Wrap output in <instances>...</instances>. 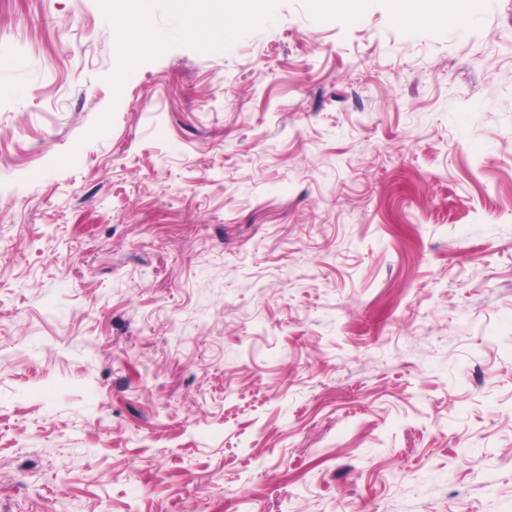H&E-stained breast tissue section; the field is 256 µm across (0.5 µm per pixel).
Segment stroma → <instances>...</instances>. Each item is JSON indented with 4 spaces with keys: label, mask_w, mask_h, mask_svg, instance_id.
<instances>
[{
    "label": "stroma",
    "mask_w": 512,
    "mask_h": 512,
    "mask_svg": "<svg viewBox=\"0 0 512 512\" xmlns=\"http://www.w3.org/2000/svg\"><path fill=\"white\" fill-rule=\"evenodd\" d=\"M272 0L113 73L0 0V512H512V0ZM434 1L444 0H396L397 17L405 23H411L410 25L424 17L440 19L445 15V11Z\"/></svg>",
    "instance_id": "35a3bbf8"
}]
</instances>
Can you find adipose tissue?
I'll use <instances>...</instances> for the list:
<instances>
[{"label": "adipose tissue", "instance_id": "ef3b65f1", "mask_svg": "<svg viewBox=\"0 0 512 512\" xmlns=\"http://www.w3.org/2000/svg\"><path fill=\"white\" fill-rule=\"evenodd\" d=\"M169 4L207 49L224 43L234 35L239 23L264 7L262 0H169ZM152 8L153 0H122L124 21L113 32V45L124 64L113 75L115 84L125 83L147 65L149 57L144 45H151L157 52L166 46V35L157 32L150 23Z\"/></svg>", "mask_w": 512, "mask_h": 512}]
</instances>
